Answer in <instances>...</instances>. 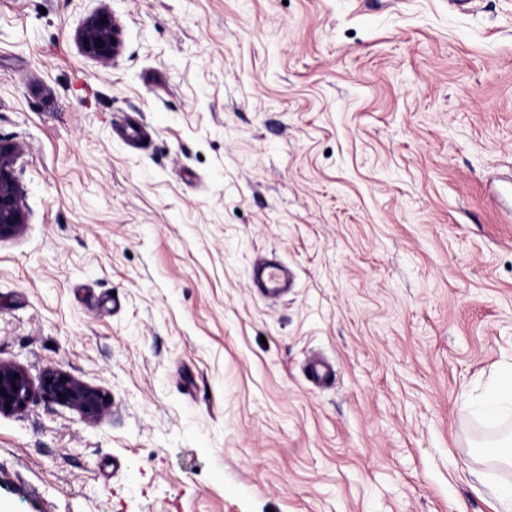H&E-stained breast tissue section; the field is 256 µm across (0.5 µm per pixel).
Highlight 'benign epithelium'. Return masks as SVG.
<instances>
[{"mask_svg": "<svg viewBox=\"0 0 512 512\" xmlns=\"http://www.w3.org/2000/svg\"><path fill=\"white\" fill-rule=\"evenodd\" d=\"M76 39L85 55L101 62H110L120 54V27L107 9L92 14ZM20 154V143L0 139V241L19 235L27 222L23 193L15 177ZM38 394L93 421L104 419L112 407L106 392L67 372L48 369L35 384L21 366L0 361V415L25 411Z\"/></svg>", "mask_w": 512, "mask_h": 512, "instance_id": "7a95c632", "label": "benign epithelium"}]
</instances>
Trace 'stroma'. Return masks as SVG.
Returning a JSON list of instances; mask_svg holds the SVG:
<instances>
[{
  "instance_id": "1",
  "label": "stroma",
  "mask_w": 512,
  "mask_h": 512,
  "mask_svg": "<svg viewBox=\"0 0 512 512\" xmlns=\"http://www.w3.org/2000/svg\"><path fill=\"white\" fill-rule=\"evenodd\" d=\"M0 137V361L112 400L0 415V512H496L512 0H0ZM84 38L88 43H84ZM76 39L85 55L101 62H111L120 54V27L107 9L92 14L78 30ZM112 39H115V43H112ZM20 143L0 139V241L19 235L27 222L23 193L15 177ZM251 278L254 286L270 296H281L288 292V270L258 258L252 266ZM481 413L491 423L512 411V368L504 371L487 393L481 404Z\"/></svg>"
}]
</instances>
